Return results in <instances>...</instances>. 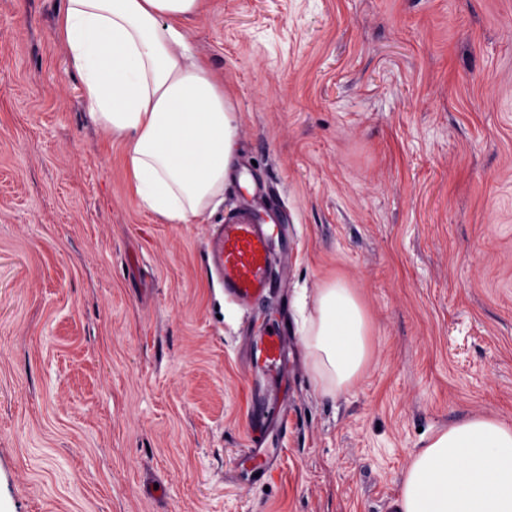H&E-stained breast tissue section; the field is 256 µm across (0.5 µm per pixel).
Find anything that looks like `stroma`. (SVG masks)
Instances as JSON below:
<instances>
[{
  "label": "stroma",
  "mask_w": 512,
  "mask_h": 512,
  "mask_svg": "<svg viewBox=\"0 0 512 512\" xmlns=\"http://www.w3.org/2000/svg\"><path fill=\"white\" fill-rule=\"evenodd\" d=\"M66 0H0V512H396L437 432L512 427V0H200L192 54L278 205L251 310L205 264L223 200L169 224L132 193L54 31ZM340 280L370 322L331 399L295 332ZM279 326L287 432L240 455ZM283 344V336L279 331L270 329L265 336H260V343L255 345V358L257 361L262 360L269 367L275 368L280 360Z\"/></svg>",
  "instance_id": "obj_1"
}]
</instances>
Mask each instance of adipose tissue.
Returning a JSON list of instances; mask_svg holds the SVG:
<instances>
[{"instance_id":"1","label":"adipose tissue","mask_w":512,"mask_h":512,"mask_svg":"<svg viewBox=\"0 0 512 512\" xmlns=\"http://www.w3.org/2000/svg\"><path fill=\"white\" fill-rule=\"evenodd\" d=\"M200 0H67L56 36L79 73L92 119L125 145L133 193L170 224L223 194L240 118L190 53L183 22ZM296 332L323 395L361 375L367 314L340 281L299 305ZM398 512H512V428L474 417L432 437L413 459Z\"/></svg>"}]
</instances>
